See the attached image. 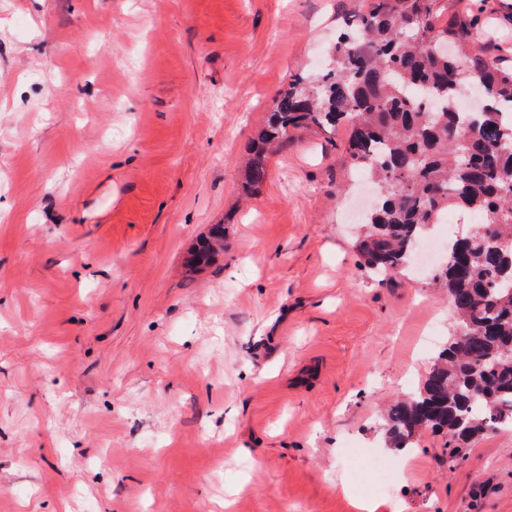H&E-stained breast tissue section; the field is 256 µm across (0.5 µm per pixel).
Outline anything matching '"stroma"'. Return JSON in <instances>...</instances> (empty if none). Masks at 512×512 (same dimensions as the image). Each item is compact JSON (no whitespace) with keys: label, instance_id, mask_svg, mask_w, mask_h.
I'll use <instances>...</instances> for the list:
<instances>
[{"label":"stroma","instance_id":"stroma-1","mask_svg":"<svg viewBox=\"0 0 512 512\" xmlns=\"http://www.w3.org/2000/svg\"><path fill=\"white\" fill-rule=\"evenodd\" d=\"M361 7L0 0V512H356L350 440L400 512H512V429L453 462L385 443L454 325L432 266L363 265L346 130L295 132L243 193L254 130ZM481 20L512 46V0ZM220 250H224V225L215 224L211 227L209 235L198 244L192 262L195 265L208 264ZM342 450H345L351 465L358 467L356 473L358 479L361 478V475L365 470L371 469L377 472V478L372 484L366 487L367 492L382 494L388 490L391 484L387 479L393 469V463L379 462L374 459L364 458L362 457L359 448H355L352 443L347 444L346 448H343Z\"/></svg>","mask_w":512,"mask_h":512}]
</instances>
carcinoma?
Masks as SVG:
<instances>
[{"label":"carcinoma","instance_id":"obj_1","mask_svg":"<svg viewBox=\"0 0 512 512\" xmlns=\"http://www.w3.org/2000/svg\"><path fill=\"white\" fill-rule=\"evenodd\" d=\"M326 69L292 76L259 128L245 166L255 194L268 155L294 132L347 128L350 165L380 192L357 242L364 266L397 273L452 206L479 219L448 245L436 275L448 290L455 333L418 388L384 416L391 448H411L431 429L448 434L450 457L489 430L512 428V64L478 47L486 0H364ZM472 83L480 110L462 112ZM224 249L215 224L193 253L208 264Z\"/></svg>","mask_w":512,"mask_h":512}]
</instances>
